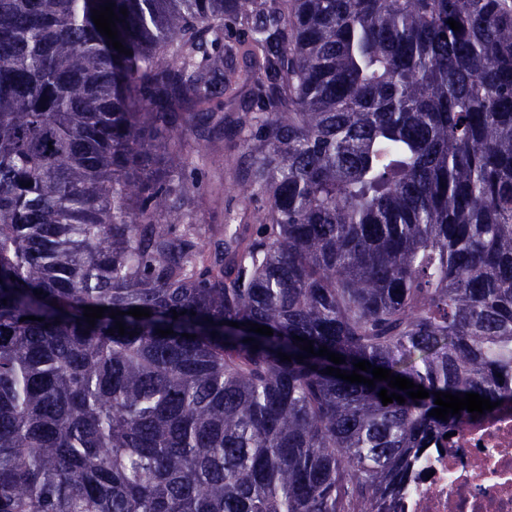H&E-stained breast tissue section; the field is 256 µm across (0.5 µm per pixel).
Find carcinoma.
I'll return each mask as SVG.
<instances>
[{
  "label": "carcinoma",
  "mask_w": 512,
  "mask_h": 512,
  "mask_svg": "<svg viewBox=\"0 0 512 512\" xmlns=\"http://www.w3.org/2000/svg\"><path fill=\"white\" fill-rule=\"evenodd\" d=\"M438 391L512 400V0H0V512H390ZM202 178L209 186L203 201L202 224H225L228 203L224 199V171L207 169Z\"/></svg>",
  "instance_id": "carcinoma-1"
}]
</instances>
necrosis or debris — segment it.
I'll return each mask as SVG.
<instances>
[{"instance_id": "4bbe7bcc", "label": "necrosis or debris", "mask_w": 512, "mask_h": 512, "mask_svg": "<svg viewBox=\"0 0 512 512\" xmlns=\"http://www.w3.org/2000/svg\"><path fill=\"white\" fill-rule=\"evenodd\" d=\"M396 512H512V404L421 449Z\"/></svg>"}]
</instances>
